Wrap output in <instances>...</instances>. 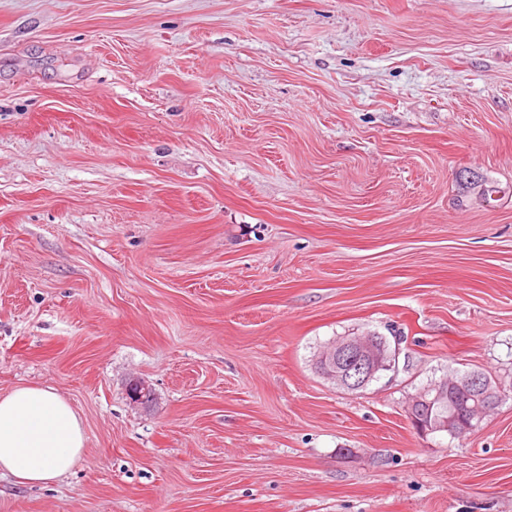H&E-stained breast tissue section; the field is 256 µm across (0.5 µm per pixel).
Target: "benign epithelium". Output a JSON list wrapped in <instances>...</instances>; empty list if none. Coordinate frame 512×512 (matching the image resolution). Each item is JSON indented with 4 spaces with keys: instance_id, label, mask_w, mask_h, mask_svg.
<instances>
[{
    "instance_id": "obj_1",
    "label": "benign epithelium",
    "mask_w": 512,
    "mask_h": 512,
    "mask_svg": "<svg viewBox=\"0 0 512 512\" xmlns=\"http://www.w3.org/2000/svg\"><path fill=\"white\" fill-rule=\"evenodd\" d=\"M393 358L385 342L374 336H356L328 345L319 355L321 373L337 386L358 390L390 368ZM483 400V409L497 405L505 396L504 390L488 382L480 372H472L459 379L443 380L418 392L411 400L408 413L416 428L425 434L446 433L461 438L473 428L479 414L460 411L447 414L444 406L452 395L464 402L473 395ZM151 396L150 387L140 379L131 380L128 398L132 404H141Z\"/></svg>"
}]
</instances>
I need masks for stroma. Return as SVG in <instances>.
Instances as JSON below:
<instances>
[{
    "mask_svg": "<svg viewBox=\"0 0 512 512\" xmlns=\"http://www.w3.org/2000/svg\"><path fill=\"white\" fill-rule=\"evenodd\" d=\"M371 334L395 371L316 372ZM470 371L498 406L417 433ZM18 385L86 448L0 512H512V0H0ZM456 375L451 380H442L433 386L421 390L411 400L408 413L416 428L425 434L446 433L452 437L461 438L472 430L473 422L479 418L480 413L460 411L447 414L443 410L448 402V412L453 410V402L448 398L452 395L465 403L474 394H479L483 400V411L497 405L505 396L500 386H493L496 382L486 374L472 372ZM466 376V377H465ZM465 377V378H462Z\"/></svg>",
    "mask_w": 512,
    "mask_h": 512,
    "instance_id": "35a3bbf8",
    "label": "stroma"
}]
</instances>
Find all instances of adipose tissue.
<instances>
[{
  "label": "adipose tissue",
  "mask_w": 512,
  "mask_h": 512,
  "mask_svg": "<svg viewBox=\"0 0 512 512\" xmlns=\"http://www.w3.org/2000/svg\"><path fill=\"white\" fill-rule=\"evenodd\" d=\"M84 448L79 414L55 391L22 385L0 396V475L46 487L70 472Z\"/></svg>",
  "instance_id": "1"
}]
</instances>
